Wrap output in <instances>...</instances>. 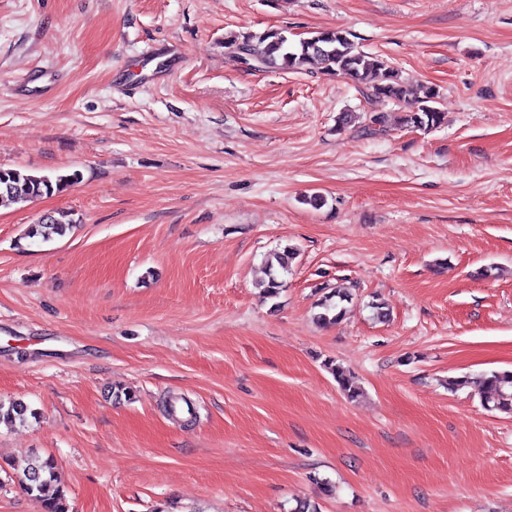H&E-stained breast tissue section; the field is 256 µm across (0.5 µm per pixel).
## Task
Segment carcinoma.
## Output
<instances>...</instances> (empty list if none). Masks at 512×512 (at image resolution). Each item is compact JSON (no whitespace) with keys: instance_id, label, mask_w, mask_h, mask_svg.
<instances>
[{"instance_id":"obj_1","label":"carcinoma","mask_w":512,"mask_h":512,"mask_svg":"<svg viewBox=\"0 0 512 512\" xmlns=\"http://www.w3.org/2000/svg\"><path fill=\"white\" fill-rule=\"evenodd\" d=\"M228 45L239 60H247L257 68L300 73L317 69L323 74L347 77L356 84L366 101H389L403 109L400 122L406 127L431 130L444 123V112L437 107L439 93L436 89L428 88L423 91V96H418L417 89L402 81L385 59L358 50L350 33L344 29L316 31L296 43L288 42V37L279 30H269L259 36H236ZM78 179L77 172L49 177L0 168V202L23 203L59 193ZM69 224L71 220L63 212L50 215L31 227L29 237H39L47 242L55 236L65 235ZM296 255L294 248L286 246L268 256V279L263 283L268 297L279 295L284 287L283 276L290 271ZM351 300V294L345 288L327 293L318 303L321 312L317 319L325 324L338 321L345 315L346 304ZM327 365L347 398L354 400L360 396L349 373L331 361ZM476 385L486 410L512 414V370L485 373L477 379ZM27 413L28 406L22 402H13L7 407L0 404V420L24 422ZM17 479L28 495L41 502L43 512H68L53 457H34Z\"/></svg>"}]
</instances>
